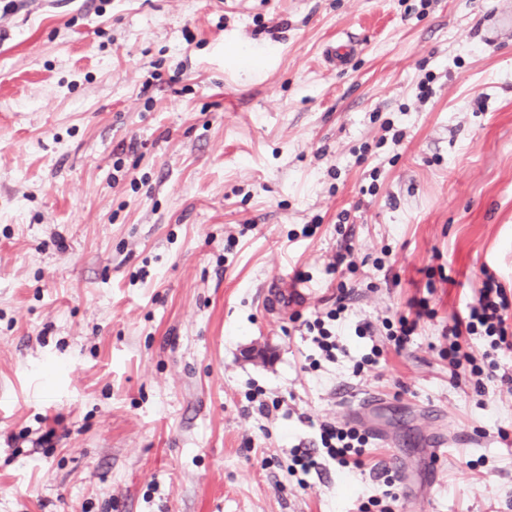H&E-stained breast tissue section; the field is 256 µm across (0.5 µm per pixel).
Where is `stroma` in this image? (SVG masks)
Wrapping results in <instances>:
<instances>
[{"label":"stroma","instance_id":"1","mask_svg":"<svg viewBox=\"0 0 512 512\" xmlns=\"http://www.w3.org/2000/svg\"><path fill=\"white\" fill-rule=\"evenodd\" d=\"M503 14L0 0V512H379L390 489L394 512H512V353L479 377L444 355L485 273L512 292ZM347 246L356 272L327 273ZM300 273L310 301L270 313ZM342 280L359 289L328 358L303 322ZM423 296L434 315L395 352ZM369 392L387 439L364 466L293 470ZM408 305L413 311L414 317L409 318L408 316L400 315L395 330L387 334L397 352L405 349L410 341V337L416 333L420 320L431 316V309L428 307V300L425 298L414 299Z\"/></svg>","mask_w":512,"mask_h":512}]
</instances>
